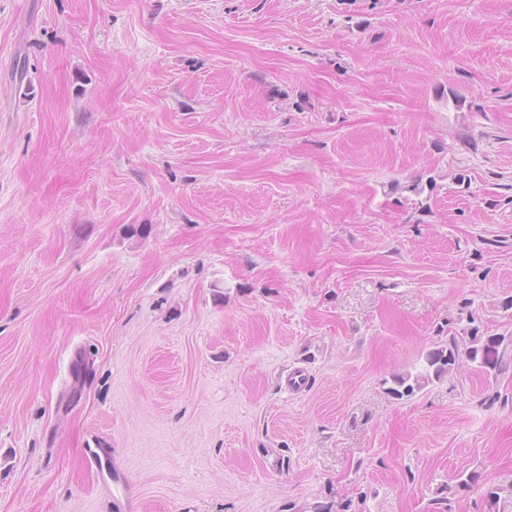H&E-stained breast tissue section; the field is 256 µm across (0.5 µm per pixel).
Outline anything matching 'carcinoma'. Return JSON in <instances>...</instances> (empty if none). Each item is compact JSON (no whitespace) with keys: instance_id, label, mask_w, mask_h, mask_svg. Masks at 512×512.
Returning a JSON list of instances; mask_svg holds the SVG:
<instances>
[{"instance_id":"cac0c4a2","label":"carcinoma","mask_w":512,"mask_h":512,"mask_svg":"<svg viewBox=\"0 0 512 512\" xmlns=\"http://www.w3.org/2000/svg\"><path fill=\"white\" fill-rule=\"evenodd\" d=\"M464 333L466 336L460 339L452 336L448 345L429 351L420 370L393 376L394 386L388 392L398 399L411 396L433 380L451 375L464 360L486 373L499 368L502 361L499 349L505 337H483L477 327L466 328ZM483 501L484 512H512V482L489 488Z\"/></svg>"}]
</instances>
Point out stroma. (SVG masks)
<instances>
[{"label":"stroma","instance_id":"1","mask_svg":"<svg viewBox=\"0 0 512 512\" xmlns=\"http://www.w3.org/2000/svg\"><path fill=\"white\" fill-rule=\"evenodd\" d=\"M468 316L512 0H0V512H483L512 345L389 392Z\"/></svg>","mask_w":512,"mask_h":512}]
</instances>
